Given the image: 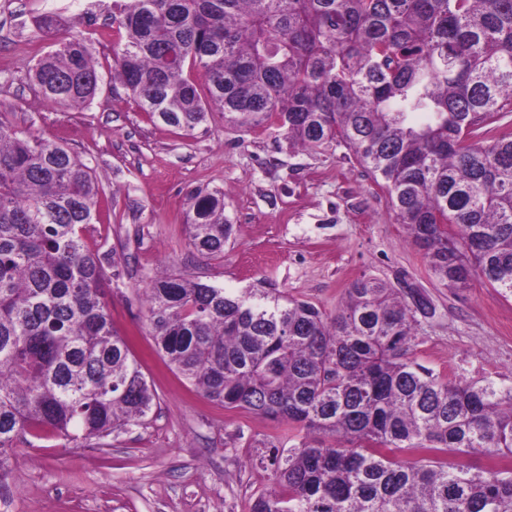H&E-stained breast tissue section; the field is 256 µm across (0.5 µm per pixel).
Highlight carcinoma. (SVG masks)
<instances>
[{"label": "carcinoma", "instance_id": "cac0c4a2", "mask_svg": "<svg viewBox=\"0 0 512 512\" xmlns=\"http://www.w3.org/2000/svg\"><path fill=\"white\" fill-rule=\"evenodd\" d=\"M112 22V79L150 118L191 132L220 112L291 148L342 144L436 278L512 297V0H112ZM89 42L40 56L44 100L95 98ZM98 195L76 153L0 119V479L21 436L99 440L155 406L103 300L108 257L84 241ZM187 233L224 254L223 193L194 196ZM146 301L172 370L285 427L255 442L272 485L250 512H512V383L417 361L419 319L435 316L420 289L359 279L329 314L165 274ZM450 452L491 464L450 466Z\"/></svg>", "mask_w": 512, "mask_h": 512}]
</instances>
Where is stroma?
<instances>
[{
    "instance_id": "1",
    "label": "stroma",
    "mask_w": 512,
    "mask_h": 512,
    "mask_svg": "<svg viewBox=\"0 0 512 512\" xmlns=\"http://www.w3.org/2000/svg\"><path fill=\"white\" fill-rule=\"evenodd\" d=\"M54 13L90 33L101 89L79 109L42 100L28 70L58 34L35 17ZM112 0H0V118L74 151L100 185L91 251L113 255L106 299L116 331L156 394L144 425L83 445L19 440L0 480V512H249L271 485L254 443L273 421L227 411L192 390L153 349L142 298L168 271L227 288L264 286L337 312L365 277L423 288L436 307L418 328L419 362L444 375L512 382V298L472 279L436 280L406 241L385 197L345 146L289 149L277 129L242 132L209 114L192 133L152 121L112 86ZM222 191L237 226L234 248L209 258L186 244L197 192Z\"/></svg>"
}]
</instances>
